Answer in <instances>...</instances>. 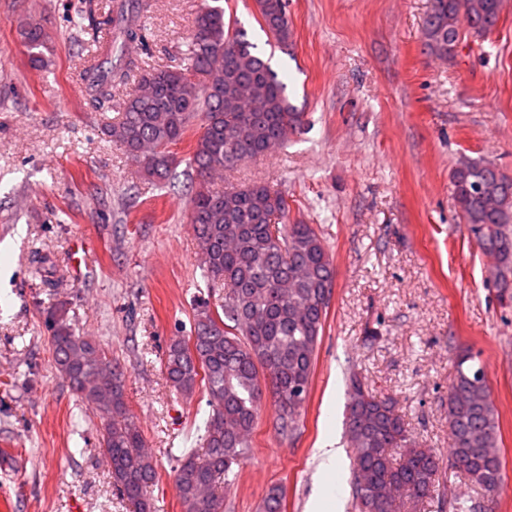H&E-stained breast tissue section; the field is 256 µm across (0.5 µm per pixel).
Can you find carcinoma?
<instances>
[{
  "instance_id": "cac0c4a2",
  "label": "carcinoma",
  "mask_w": 512,
  "mask_h": 512,
  "mask_svg": "<svg viewBox=\"0 0 512 512\" xmlns=\"http://www.w3.org/2000/svg\"><path fill=\"white\" fill-rule=\"evenodd\" d=\"M506 0H431L424 24L428 51L448 58L461 34L483 39L496 27ZM262 30L279 48L288 46V0H255ZM150 0H119L95 29L83 61L88 101L101 112L119 107L105 124L112 142L138 163L152 182L168 179L177 163L171 147L184 140L192 119L201 121L188 161L198 182L191 195L189 223L203 254L207 283L224 286V304H208L195 315L193 335L170 342L163 359L167 383L190 396L204 387L211 415L198 447L174 469L183 512H224L220 485L250 447L258 407L269 395L279 434L290 437L309 394L319 336L333 284V266L312 224L287 223L288 196L267 182L215 188L210 176L260 158L301 130L286 85L270 59L242 30H230L224 8L209 6L195 19L184 62L155 67L126 53L142 36L138 19ZM35 66L45 33L36 23L21 30ZM137 80V89L119 92ZM454 200L478 246L494 256L500 302L512 305V176L495 164L461 157L453 171ZM52 261L40 252L32 273L48 288L58 284ZM58 308L47 311L49 343L56 370L100 420L99 447L110 462V479L136 512H152L149 489L157 478L143 435L125 400L124 372L117 383L101 376L111 364L105 352L78 336ZM466 353L455 361L448 394V468L479 490L503 486L497 415L483 369ZM346 434L355 450L353 498L359 512H417L433 500L443 462L410 437L409 423L394 400L368 390L357 376L349 383ZM283 492L270 488L261 512H281ZM483 494L450 505L452 512H493Z\"/></svg>"
}]
</instances>
